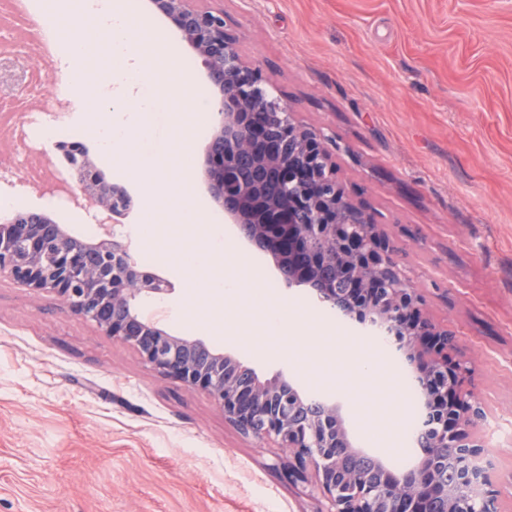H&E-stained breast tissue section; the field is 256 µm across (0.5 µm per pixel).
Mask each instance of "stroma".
<instances>
[{
	"mask_svg": "<svg viewBox=\"0 0 512 512\" xmlns=\"http://www.w3.org/2000/svg\"><path fill=\"white\" fill-rule=\"evenodd\" d=\"M240 53L300 123L336 142L333 160L357 201L372 210L394 259L422 290L426 313L453 330L488 406L481 432L495 452L504 512H512V0H212ZM180 101L157 111L134 155L104 159L85 132L89 110L69 102L57 141L82 145L104 177L143 202L150 172L136 156L174 133L184 103L215 98L201 57ZM24 209L45 210L83 234L86 212L37 190L0 182ZM129 213L114 230L144 268L168 279L164 302L141 312L241 359L263 378L285 374L340 402L355 443L396 468L417 460L413 440L390 447L360 421L343 366L299 369L276 340L252 338L259 321L229 308L243 331L212 327L214 307L194 300L166 253ZM223 233L234 259L277 282L276 296L328 341L363 340L352 322L308 290L280 285L267 253L235 224ZM282 451L242 435L207 394L161 378L128 346L65 312L47 293L0 279V512H325L305 484L289 482Z\"/></svg>",
	"mask_w": 512,
	"mask_h": 512,
	"instance_id": "1",
	"label": "stroma"
}]
</instances>
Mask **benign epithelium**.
<instances>
[{"mask_svg":"<svg viewBox=\"0 0 512 512\" xmlns=\"http://www.w3.org/2000/svg\"><path fill=\"white\" fill-rule=\"evenodd\" d=\"M197 0H150L201 55L220 96L204 179L242 237L269 254L289 288L367 333L383 331L419 388L427 427L421 456L398 470L353 440L340 403L312 400L284 376L260 379L235 356L174 334L139 308L172 291L144 271L112 225L127 215V189L106 180L71 146L73 205L100 215L103 237L88 240L40 210L0 224V276L53 294L61 307L132 348L161 377L209 395L224 419L288 451V478L328 503L325 512H501L495 464L479 433L485 417L469 389L470 368L451 330L424 313L425 298L393 258L372 211L336 177L327 139L271 98L268 81L246 65L224 13Z\"/></svg>","mask_w":512,"mask_h":512,"instance_id":"7a95c632","label":"benign epithelium"}]
</instances>
